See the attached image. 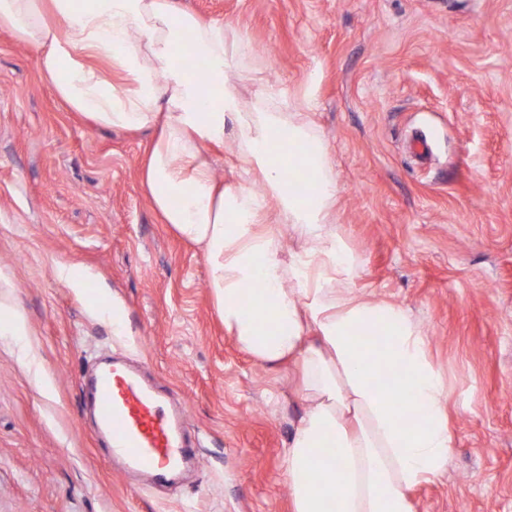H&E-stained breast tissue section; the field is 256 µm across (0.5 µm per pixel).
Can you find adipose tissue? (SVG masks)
I'll return each mask as SVG.
<instances>
[{
  "mask_svg": "<svg viewBox=\"0 0 512 512\" xmlns=\"http://www.w3.org/2000/svg\"><path fill=\"white\" fill-rule=\"evenodd\" d=\"M0 29L35 49L71 111L156 129L143 184L201 250L226 332L257 363L295 368L304 409L284 450L291 512H414L412 490L452 453L447 379L402 307L356 294L360 262L336 233L338 185L315 127L265 91L244 102L250 41L176 0H0ZM186 46L204 77L185 67ZM228 132L247 177L232 186L207 152ZM293 168L308 172L305 191L288 181ZM287 235L298 250L284 252Z\"/></svg>",
  "mask_w": 512,
  "mask_h": 512,
  "instance_id": "obj_1",
  "label": "adipose tissue"
}]
</instances>
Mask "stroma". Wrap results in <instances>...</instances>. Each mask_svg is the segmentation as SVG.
I'll list each match as a JSON object with an SVG mask.
<instances>
[{
	"mask_svg": "<svg viewBox=\"0 0 512 512\" xmlns=\"http://www.w3.org/2000/svg\"><path fill=\"white\" fill-rule=\"evenodd\" d=\"M178 4L250 40L261 73L245 100L261 86L309 110L340 188L336 232L362 262L356 291L407 309L447 377L453 452L415 512H512V0ZM152 139L71 112L0 30V302L40 364L0 335V512H291L282 458L303 403L287 368L225 333L202 253L154 209ZM109 353L200 433L175 484L97 445L78 381Z\"/></svg>",
	"mask_w": 512,
	"mask_h": 512,
	"instance_id": "1",
	"label": "stroma"
}]
</instances>
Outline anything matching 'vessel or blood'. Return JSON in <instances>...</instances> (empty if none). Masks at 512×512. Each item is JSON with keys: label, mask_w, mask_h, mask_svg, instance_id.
<instances>
[{"label": "vessel or blood", "mask_w": 512, "mask_h": 512, "mask_svg": "<svg viewBox=\"0 0 512 512\" xmlns=\"http://www.w3.org/2000/svg\"><path fill=\"white\" fill-rule=\"evenodd\" d=\"M79 386L98 441L124 470L164 481L195 459L199 443L187 434L184 407H167L164 395L125 361H101Z\"/></svg>", "instance_id": "obj_1"}]
</instances>
